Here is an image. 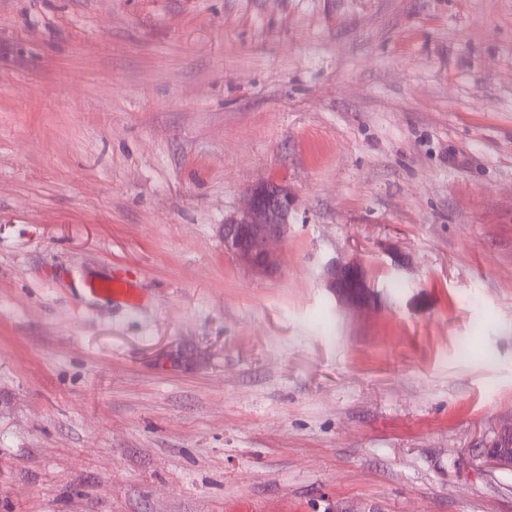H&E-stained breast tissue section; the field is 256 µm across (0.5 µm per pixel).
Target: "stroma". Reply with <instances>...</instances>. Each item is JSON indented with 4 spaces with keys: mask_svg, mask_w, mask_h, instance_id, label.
I'll return each mask as SVG.
<instances>
[{
    "mask_svg": "<svg viewBox=\"0 0 512 512\" xmlns=\"http://www.w3.org/2000/svg\"><path fill=\"white\" fill-rule=\"evenodd\" d=\"M509 425L512 0H0V512H512ZM292 199L288 189L270 181L251 188L247 208L224 224V251L238 265L263 274L278 267L274 241L288 234ZM322 277L327 287L332 288L335 293L337 292L346 301L353 305H364L366 288L368 286L365 271L358 260L352 259L344 263L332 260L325 265ZM347 279H354L363 289V294H358L353 289L346 288Z\"/></svg>",
    "mask_w": 512,
    "mask_h": 512,
    "instance_id": "obj_1",
    "label": "stroma"
}]
</instances>
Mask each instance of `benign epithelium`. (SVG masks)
<instances>
[{"label": "benign epithelium", "instance_id": "obj_1", "mask_svg": "<svg viewBox=\"0 0 512 512\" xmlns=\"http://www.w3.org/2000/svg\"><path fill=\"white\" fill-rule=\"evenodd\" d=\"M292 199L288 189L270 181L251 188L247 208L224 224V251L238 265L263 274L278 267L279 259L273 242L288 234V212ZM322 277L327 287L353 305L364 304L365 295L346 287V280H355L361 289L367 288L365 271L357 260L327 263ZM484 455L498 465L512 469V446H485Z\"/></svg>", "mask_w": 512, "mask_h": 512}]
</instances>
